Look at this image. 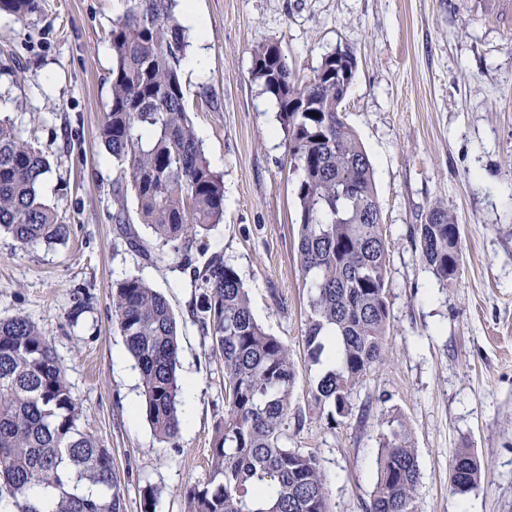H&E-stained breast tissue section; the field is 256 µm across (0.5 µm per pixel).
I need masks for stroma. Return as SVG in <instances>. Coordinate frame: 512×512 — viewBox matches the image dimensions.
<instances>
[{
	"mask_svg": "<svg viewBox=\"0 0 512 512\" xmlns=\"http://www.w3.org/2000/svg\"><path fill=\"white\" fill-rule=\"evenodd\" d=\"M26 21L0 13V114L50 162L40 193L69 224L62 245L21 249L0 232V319L27 317L49 336L81 407L80 424L112 453L125 512H189L187 486L208 472L224 416V370L197 322L202 290L140 224L131 187L127 219L145 262L118 236L120 171L96 138L110 99L109 32L120 0H39ZM207 36L191 42L198 73L182 72L185 105L212 167L224 177V220L196 247L233 266L256 320L287 345L295 384L288 447L317 455L329 512H365L378 434L402 416L417 450V512H512V0H197ZM278 43L296 80L325 54L356 57L341 112L374 168L388 242L390 328L382 362L351 396L348 417L312 407L319 367L308 356V290L297 262L300 217L278 105L251 74V51ZM462 228L452 286L421 262L415 228L432 205ZM139 276L163 293L178 324L182 400L176 447L161 443L140 375L112 323V284ZM92 297L78 325L73 295ZM473 449L482 477L452 493L448 462Z\"/></svg>",
	"mask_w": 512,
	"mask_h": 512,
	"instance_id": "obj_1",
	"label": "stroma"
}]
</instances>
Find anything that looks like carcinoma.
Masks as SVG:
<instances>
[{
	"mask_svg": "<svg viewBox=\"0 0 512 512\" xmlns=\"http://www.w3.org/2000/svg\"><path fill=\"white\" fill-rule=\"evenodd\" d=\"M113 21L111 101L97 138L128 180L138 217L184 263L197 236L224 219V178L215 171L185 108L181 63L187 29L178 0H121ZM38 0H0L23 21ZM252 75L278 105L294 170L300 174L297 260L309 288L305 340L313 362L323 332L336 333V366L310 386L327 417L350 415L352 391L383 360L389 327L387 243L370 159L338 112L352 82L354 52L326 54L304 84L277 44L252 49ZM316 116H311V113ZM48 161L0 117V230L22 249L62 245L69 226L39 194ZM112 216L119 233L153 260L130 231L123 194ZM424 266L446 286L460 273V227L447 209L416 225ZM205 289L198 322L224 366V418L211 439L207 480L186 491L190 512H328L317 456L290 448L289 396L295 372L288 347L256 322L235 268L214 257L194 270ZM112 320L140 372L146 418L160 441L177 447L183 386L177 325L167 298L143 278L112 284ZM81 408L47 335L28 318L0 319V502L12 512H124L112 454L80 425ZM377 479L366 512H416L419 463L412 433L387 421L377 448ZM453 493L480 480L474 451L449 463Z\"/></svg>",
	"mask_w": 512,
	"mask_h": 512,
	"instance_id": "carcinoma-1",
	"label": "carcinoma"
}]
</instances>
